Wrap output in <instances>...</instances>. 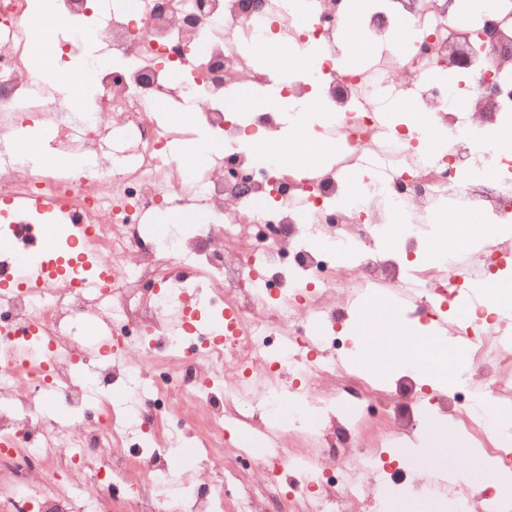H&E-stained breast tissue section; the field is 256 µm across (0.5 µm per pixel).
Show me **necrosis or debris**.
I'll use <instances>...</instances> for the list:
<instances>
[{
	"label": "necrosis or debris",
	"instance_id": "1",
	"mask_svg": "<svg viewBox=\"0 0 512 512\" xmlns=\"http://www.w3.org/2000/svg\"><path fill=\"white\" fill-rule=\"evenodd\" d=\"M55 0L54 15L90 29L113 63L89 58L94 109L64 74L25 62L42 37L30 0H0V276L26 246L39 213L20 199L59 204L74 258L91 255L107 290L87 295L67 278L0 289V512H102L114 486L129 512H387L397 472L452 494L457 512H512L491 474L512 475V310L497 288L512 272V155L497 142L512 126V0L459 17V0H371L363 16L368 68L344 66V0ZM412 27L410 46L394 33ZM495 29L494 42L484 37ZM281 59L315 48L305 69L255 67L246 47ZM468 53L461 68L450 48ZM410 86L419 121L391 124L386 103ZM286 98L294 114L323 107L319 141L341 137L329 169L308 177L280 156L257 167L250 143L278 137ZM186 114L173 131L163 116ZM52 127L55 166L8 151L26 125ZM219 146L214 165L174 151ZM88 164L75 171L74 154ZM497 172L494 182L479 173ZM196 205L204 220L161 239V211ZM448 210L458 238L497 232L499 248L425 259L429 218ZM408 226L396 247L381 230ZM377 303L355 343L350 301ZM424 333L465 338L448 388L428 387L396 336L397 316ZM95 318L112 346L90 352L71 326ZM388 352L389 384L340 365ZM64 404L73 422L45 417ZM457 434L484 465L446 484L453 445L413 444L424 422ZM253 441L229 443V432ZM288 447V455L277 450ZM237 467L224 475L225 458Z\"/></svg>",
	"mask_w": 512,
	"mask_h": 512
}]
</instances>
